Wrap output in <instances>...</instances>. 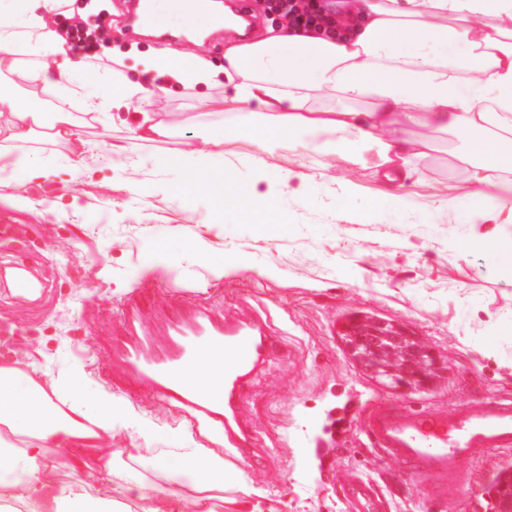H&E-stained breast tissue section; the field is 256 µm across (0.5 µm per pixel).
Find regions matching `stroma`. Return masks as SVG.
<instances>
[{
  "instance_id": "35a3bbf8",
  "label": "stroma",
  "mask_w": 512,
  "mask_h": 512,
  "mask_svg": "<svg viewBox=\"0 0 512 512\" xmlns=\"http://www.w3.org/2000/svg\"><path fill=\"white\" fill-rule=\"evenodd\" d=\"M110 41L105 49L122 70L135 55L157 54V33L130 30L124 0H108ZM49 70L67 63L81 91L65 95L52 85L0 84L17 97L39 100L44 113L71 112L81 120L84 167L73 163L69 143L49 126L24 141L0 144V152L30 156L42 176L16 180L0 171V220L16 227L17 246L0 252V268L22 264L38 277L33 298L0 286V363L37 370L65 398L64 379L79 374L84 395L96 403L118 401L122 418L112 440L114 471L93 485L105 489L97 512H141L125 488L141 484L149 505L182 512L192 475L180 464L155 472V458L179 448L223 456L233 478L224 484L223 512H351L347 483L363 477L384 496L385 512H497L485 478L499 454L464 464L465 494L442 504L430 497V481L407 477L401 467L369 446L363 433L367 406L375 400L409 408H455L474 400L512 396V272L470 248L489 223L472 200L462 172L469 134H433L434 148L395 188L382 176L376 151L363 162L310 150L320 132L302 144L267 155L270 166L296 171L276 211L224 216L209 198L186 202L181 172L162 156L191 146L232 167L238 185L264 195L266 182L252 170L257 147L233 136L241 115L224 111L223 86L172 87L153 111L172 130L150 141L133 138L135 120L87 115L84 92L104 94L114 72L80 62L65 49L37 50ZM130 144L136 168L111 152ZM396 193L398 203L372 210L373 200ZM450 196L447 215L432 203ZM200 236L214 254L237 263L211 270L190 246ZM217 319L259 317L279 338L282 355L269 358L252 379L238 420L263 451L254 466L231 458L222 432L190 426L184 412L153 392L131 390L120 345L132 321H140L150 348L169 342L173 309ZM405 324L448 364L429 387L408 390L369 378L353 363L337 336L343 319L357 312ZM147 429L145 454H125L135 426Z\"/></svg>"
}]
</instances>
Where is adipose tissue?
I'll use <instances>...</instances> for the list:
<instances>
[{
    "instance_id": "obj_1",
    "label": "adipose tissue",
    "mask_w": 512,
    "mask_h": 512,
    "mask_svg": "<svg viewBox=\"0 0 512 512\" xmlns=\"http://www.w3.org/2000/svg\"><path fill=\"white\" fill-rule=\"evenodd\" d=\"M49 0H0V76L14 75L73 91L67 70L23 69L16 45L26 42L51 48L59 37L43 15ZM494 16L495 25H480ZM224 74L232 90L224 108L244 113L238 135L249 138L259 153L253 158L265 171L264 156L274 146L292 144L304 129L326 133L319 149L334 155H358L375 146L392 183L403 179V166L425 155L421 141L401 137L403 125L436 132L468 131L465 162L471 195L478 202L495 200L494 226L477 237L478 244L498 264L512 269V0H360L358 18L343 35L327 38L270 28L251 44L225 49ZM153 65L173 82L211 84L217 74L204 58L157 54ZM160 87L125 77L114 81L109 96L86 95L94 112L132 106L143 113L139 138L167 134L163 122L144 110ZM332 93L346 101H369L365 112L318 111L310 102L316 93ZM11 118L0 124V140H23L40 125L42 111L34 100L0 92V109ZM185 181L184 198L205 192L219 210L247 213L251 199L243 196L230 170L211 155L181 149L168 158ZM230 357L201 353L185 369L186 381L217 396L224 391V368ZM120 413L109 399L88 404L74 389L64 404H56L37 374L20 375L17 365L0 364V468L19 471L17 481L0 483V499L31 493L55 496L62 512H90L82 495L55 493L51 447L70 450L65 463L83 480L111 471L112 437ZM193 476L197 493L193 506L223 489L231 476L222 456L196 448L176 453Z\"/></svg>"
}]
</instances>
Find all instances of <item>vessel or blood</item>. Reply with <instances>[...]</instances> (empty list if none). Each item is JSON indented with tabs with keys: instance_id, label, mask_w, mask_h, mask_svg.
<instances>
[{
	"instance_id": "b4317fda",
	"label": "vessel or blood",
	"mask_w": 512,
	"mask_h": 512,
	"mask_svg": "<svg viewBox=\"0 0 512 512\" xmlns=\"http://www.w3.org/2000/svg\"><path fill=\"white\" fill-rule=\"evenodd\" d=\"M129 19L156 26L153 0H131ZM168 332L169 345L151 354L138 339L124 342L122 353L133 377L177 403L192 421L223 431L233 459L258 460L238 424L237 409L254 371L278 351L277 337L253 318L228 323L201 315L190 322L173 316ZM203 351H223L233 359L224 371L221 396L200 394L183 379L185 367ZM364 427L372 445L398 461L406 475L430 479L431 497L439 501L462 492L464 463L484 453L512 450V398L472 401L451 410L380 402L368 411ZM347 496L353 512H379V496L369 482L351 481Z\"/></svg>"
}]
</instances>
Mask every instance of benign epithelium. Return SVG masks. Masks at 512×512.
Returning <instances> with one entry per match:
<instances>
[{"label":"benign epithelium","instance_id":"benign-epithelium-1","mask_svg":"<svg viewBox=\"0 0 512 512\" xmlns=\"http://www.w3.org/2000/svg\"><path fill=\"white\" fill-rule=\"evenodd\" d=\"M354 341L365 351V357L371 360L373 367L397 374L403 387L430 385L428 372L438 362L418 337L406 332H388L381 323H369L361 327Z\"/></svg>","mask_w":512,"mask_h":512}]
</instances>
